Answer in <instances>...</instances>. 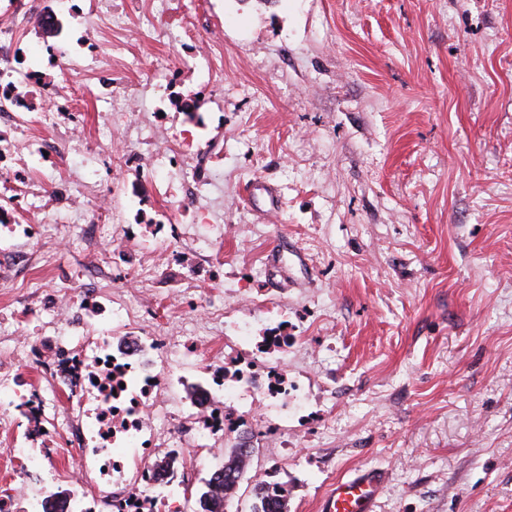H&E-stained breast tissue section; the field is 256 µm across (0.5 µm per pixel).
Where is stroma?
<instances>
[{
	"label": "stroma",
	"instance_id": "stroma-1",
	"mask_svg": "<svg viewBox=\"0 0 512 512\" xmlns=\"http://www.w3.org/2000/svg\"><path fill=\"white\" fill-rule=\"evenodd\" d=\"M112 10V80L139 111L113 109L111 160H31L37 198L111 188L103 269L84 277L69 217L12 235L31 200L14 202L0 252L31 259L0 272V336L34 341L65 287L110 307L142 288L144 331L212 339L264 335L277 306L307 396L288 512L365 468L388 473L373 512H512V0ZM209 31L223 51L190 66ZM168 80L195 111L169 107Z\"/></svg>",
	"mask_w": 512,
	"mask_h": 512
}]
</instances>
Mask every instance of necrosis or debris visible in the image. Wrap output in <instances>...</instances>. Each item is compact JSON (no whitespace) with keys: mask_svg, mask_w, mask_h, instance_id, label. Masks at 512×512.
<instances>
[{"mask_svg":"<svg viewBox=\"0 0 512 512\" xmlns=\"http://www.w3.org/2000/svg\"><path fill=\"white\" fill-rule=\"evenodd\" d=\"M31 0H8L0 10V125L21 129V116L42 111L58 129L49 155L84 146V133L69 119L67 88L87 75L97 81V103L107 115L122 96L102 63L112 44L97 35L85 16L88 57L75 59L60 44L48 48L49 71L25 65L20 30L32 21ZM104 306L90 293L79 299L55 296L54 331L28 345L0 346V394L9 399L5 416L23 424L20 436L0 450V465L12 470L0 489V512H27L38 490L19 459L44 461L52 480L74 479L97 512H182L172 487H184L185 459L203 464L200 448L239 431L245 421L231 404L253 393L268 448L287 455L288 347L281 328L253 341L247 326L224 339V354L210 359L203 380L183 381L185 358L198 356L204 340L157 336L135 330L112 335L100 323ZM78 463L71 477L69 460Z\"/></svg>","mask_w":512,"mask_h":512,"instance_id":"1","label":"necrosis or debris"}]
</instances>
